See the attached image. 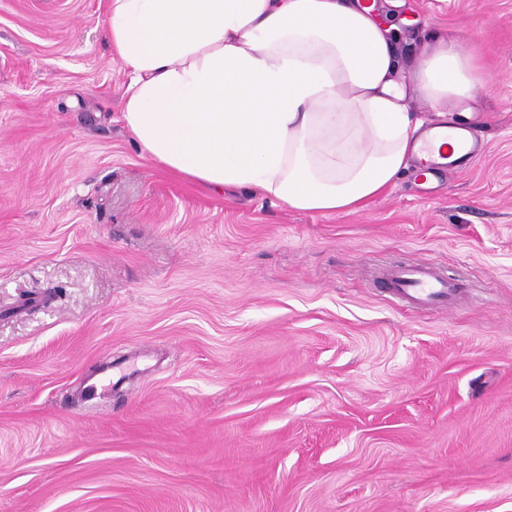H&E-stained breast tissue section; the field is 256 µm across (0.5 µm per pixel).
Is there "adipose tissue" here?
Returning <instances> with one entry per match:
<instances>
[{"label":"adipose tissue","instance_id":"obj_1","mask_svg":"<svg viewBox=\"0 0 512 512\" xmlns=\"http://www.w3.org/2000/svg\"><path fill=\"white\" fill-rule=\"evenodd\" d=\"M395 29L374 0H109L122 120L148 158L215 191L354 211L411 161L461 154L455 136L421 139L408 95L441 112L486 84L456 43L402 65Z\"/></svg>","mask_w":512,"mask_h":512}]
</instances>
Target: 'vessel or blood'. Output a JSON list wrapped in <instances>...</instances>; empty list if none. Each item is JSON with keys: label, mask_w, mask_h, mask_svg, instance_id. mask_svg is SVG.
Masks as SVG:
<instances>
[{"label": "vessel or blood", "mask_w": 512, "mask_h": 512, "mask_svg": "<svg viewBox=\"0 0 512 512\" xmlns=\"http://www.w3.org/2000/svg\"><path fill=\"white\" fill-rule=\"evenodd\" d=\"M390 281L399 299L419 308L447 306L456 291L454 282L425 263L398 267L392 272Z\"/></svg>", "instance_id": "vessel-or-blood-1"}]
</instances>
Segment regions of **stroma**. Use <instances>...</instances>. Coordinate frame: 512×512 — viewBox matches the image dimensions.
I'll use <instances>...</instances> for the list:
<instances>
[{
    "label": "stroma",
    "mask_w": 512,
    "mask_h": 512,
    "mask_svg": "<svg viewBox=\"0 0 512 512\" xmlns=\"http://www.w3.org/2000/svg\"><path fill=\"white\" fill-rule=\"evenodd\" d=\"M377 3L486 149L314 214L143 156L109 0H0V512H512V0ZM390 281L399 299L419 308L448 306V299L457 288L448 277L435 272L425 263L398 267L391 273Z\"/></svg>",
    "instance_id": "1"
}]
</instances>
